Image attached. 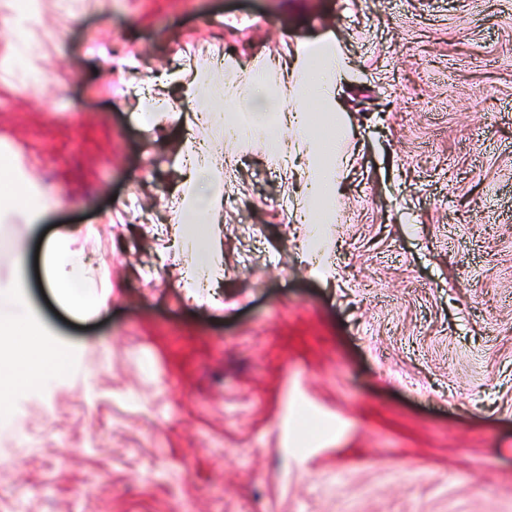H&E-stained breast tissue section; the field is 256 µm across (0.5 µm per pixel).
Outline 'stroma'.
<instances>
[{
	"mask_svg": "<svg viewBox=\"0 0 512 512\" xmlns=\"http://www.w3.org/2000/svg\"><path fill=\"white\" fill-rule=\"evenodd\" d=\"M0 32V150L53 206L0 200V241L75 232L107 310L27 293L69 366L0 386V512H512V0H35ZM343 62L341 202L303 257L300 171L224 148V286L160 258L189 115L216 55L276 93L298 51Z\"/></svg>",
	"mask_w": 512,
	"mask_h": 512,
	"instance_id": "stroma-1",
	"label": "stroma"
}]
</instances>
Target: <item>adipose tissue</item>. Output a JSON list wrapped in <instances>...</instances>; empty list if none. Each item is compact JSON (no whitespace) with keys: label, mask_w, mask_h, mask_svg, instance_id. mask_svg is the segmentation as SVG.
Instances as JSON below:
<instances>
[{"label":"adipose tissue","mask_w":512,"mask_h":512,"mask_svg":"<svg viewBox=\"0 0 512 512\" xmlns=\"http://www.w3.org/2000/svg\"><path fill=\"white\" fill-rule=\"evenodd\" d=\"M341 65V59L334 55L315 65L309 56H300L290 90L273 95L260 81L250 85L247 95L228 94V79L223 75L203 79L195 73L178 71L172 79L184 88L181 105L193 110L200 124L219 127L226 107L243 105L249 110L248 128L280 161L306 156L305 177L316 191L313 207L320 212L322 223L328 224L334 217L332 203L339 196L336 168L329 150L319 148L314 125L301 116L300 110L306 102L315 103L323 112L334 110L336 73ZM180 163L185 172L176 204L181 223L173 229L172 247L185 255L183 286L188 296L198 299L203 289L224 279V240L219 226L224 211V143L185 138ZM0 181L10 186L28 223H37L51 205L48 198H32L29 181L15 180L10 159H0ZM72 241L69 235L44 241L45 284L58 289L70 306L88 312L99 310L106 299L96 290L94 264L87 255L72 250ZM26 276V255L20 251L15 258V284L0 289V304L10 306L8 315H0V361L20 374L64 371L68 365L64 352H40L34 347L33 312L24 292Z\"/></svg>","instance_id":"1"}]
</instances>
